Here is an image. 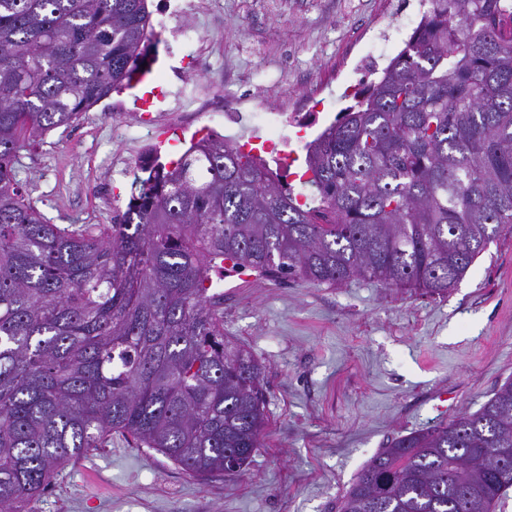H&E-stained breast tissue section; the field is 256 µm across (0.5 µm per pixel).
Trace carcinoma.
Masks as SVG:
<instances>
[{
  "label": "carcinoma",
  "instance_id": "obj_1",
  "mask_svg": "<svg viewBox=\"0 0 512 512\" xmlns=\"http://www.w3.org/2000/svg\"><path fill=\"white\" fill-rule=\"evenodd\" d=\"M379 78L305 145L299 202L208 135L140 180L112 224H52L19 150L130 83L146 0H0V512H32L121 434L196 478L244 471L267 423L261 365L224 336L210 278L374 279L446 295L512 225V0H428ZM512 379L476 412L381 449L340 512H496L512 487Z\"/></svg>",
  "mask_w": 512,
  "mask_h": 512
}]
</instances>
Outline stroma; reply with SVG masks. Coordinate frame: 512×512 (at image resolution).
<instances>
[{"instance_id": "1", "label": "stroma", "mask_w": 512, "mask_h": 512, "mask_svg": "<svg viewBox=\"0 0 512 512\" xmlns=\"http://www.w3.org/2000/svg\"><path fill=\"white\" fill-rule=\"evenodd\" d=\"M401 2L422 0H148L156 43L131 88L112 93L68 129L20 151L26 190L51 223L109 224L142 169L136 152L177 160L210 125L194 101L207 90L255 98L225 135L248 143L250 112L317 110L287 143L260 140L266 159L290 152L299 186L303 146L351 104L370 43L396 56L411 28ZM197 56L182 83L172 67ZM224 296V334L263 367L268 416L246 471L189 476L160 453L113 434L72 461L35 512H338L367 462L394 439L477 411L512 377V228L504 229L445 297L407 295L354 278L328 286L212 276Z\"/></svg>"}]
</instances>
